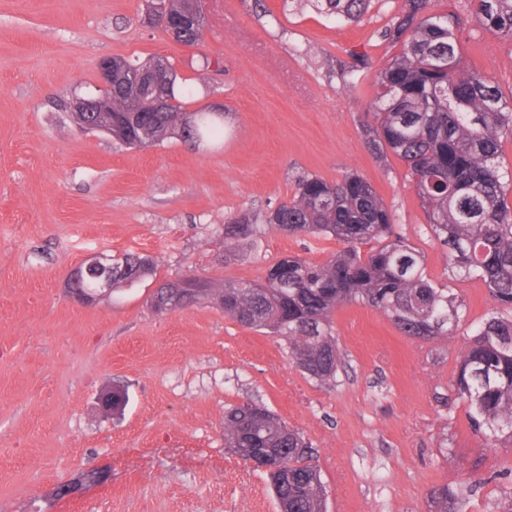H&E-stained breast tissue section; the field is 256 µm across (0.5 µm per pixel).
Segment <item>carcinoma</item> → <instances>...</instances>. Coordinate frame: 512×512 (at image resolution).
<instances>
[{
	"label": "carcinoma",
	"mask_w": 512,
	"mask_h": 512,
	"mask_svg": "<svg viewBox=\"0 0 512 512\" xmlns=\"http://www.w3.org/2000/svg\"><path fill=\"white\" fill-rule=\"evenodd\" d=\"M343 23L358 21L371 0H298ZM431 0H404L384 37L400 46L377 75L376 125L363 127L369 147L390 151L407 166L432 231L447 249L449 279L475 278L497 311L476 329L461 353L453 391L468 401L473 432L512 438V171H504L501 144L512 138V100L478 71L461 66L455 12L433 14ZM472 21L512 40V0H470ZM142 63L126 62L103 93L108 112L87 123L112 125V136L144 147L178 135L195 143L224 137V117L202 112L188 123L177 102L175 68L159 79L168 103L160 112L126 111ZM265 223L292 235L333 237L345 249L325 263L283 257L262 284L192 276L167 282L169 302H207L240 324L269 329L288 340L294 363L309 378L336 379L339 355L330 317L337 307L361 301L391 318L405 336L453 339L466 317L454 289L429 280L420 253L398 236L391 212L369 182L349 174L335 183L304 177L294 196L264 215ZM255 234L243 215L224 225V243L239 248ZM363 245L368 252L360 251ZM112 291L152 276L154 260L127 252L113 261ZM224 445L247 463L268 465L278 507L285 512H327L320 473L308 464L311 446L273 412L237 406L224 415ZM436 512H454L448 487L432 492Z\"/></svg>",
	"instance_id": "cac0c4a2"
}]
</instances>
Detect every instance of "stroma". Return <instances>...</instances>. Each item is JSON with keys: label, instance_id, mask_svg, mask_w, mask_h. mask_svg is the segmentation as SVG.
<instances>
[{"label": "stroma", "instance_id": "obj_1", "mask_svg": "<svg viewBox=\"0 0 512 512\" xmlns=\"http://www.w3.org/2000/svg\"><path fill=\"white\" fill-rule=\"evenodd\" d=\"M154 2L0 0V512H277L263 471L224 446V414L246 402L309 439L328 512H434L441 486L459 512H512V446L476 435L451 395L494 304L480 281H449L405 163L364 141L404 0H372L346 25L286 0H206L197 48L149 23ZM461 49L512 94V41L469 22ZM110 56L168 59L185 111L223 104V141L138 148L82 130L67 105L102 95ZM350 173L383 198L427 277L464 300L454 342L347 303L331 316L336 381L322 385L270 330L208 303L154 310L156 289L184 276L260 283L281 257L331 259L336 239L264 224L231 252L224 226L288 201L301 177ZM96 252L149 255L155 272L79 304L64 278ZM118 386L128 402L104 415L98 396Z\"/></svg>", "mask_w": 512, "mask_h": 512}]
</instances>
